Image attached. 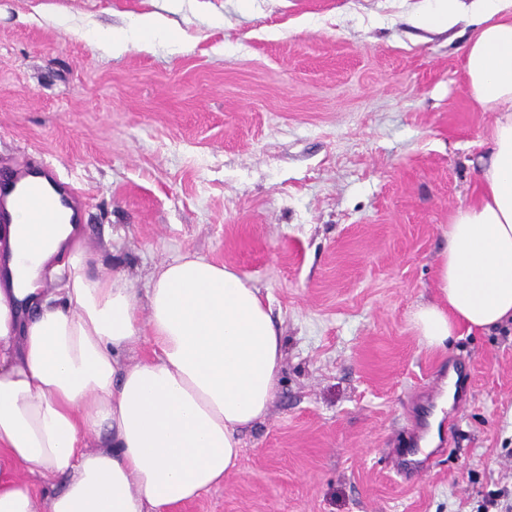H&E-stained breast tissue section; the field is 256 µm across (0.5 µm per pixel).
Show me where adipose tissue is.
I'll return each mask as SVG.
<instances>
[{
    "label": "adipose tissue",
    "instance_id": "ef3b65f1",
    "mask_svg": "<svg viewBox=\"0 0 512 512\" xmlns=\"http://www.w3.org/2000/svg\"><path fill=\"white\" fill-rule=\"evenodd\" d=\"M464 51L471 98L494 113L481 194L448 226L441 301L412 314L420 343L445 348L459 328L512 323V0H473ZM171 38L165 18L93 32L119 54ZM0 512H169L223 484L241 457L242 430L262 419L284 360L281 332L259 288L198 256L162 262L145 294L70 223L0 225ZM59 288L46 291L45 283ZM148 318H140V304ZM149 336L152 354L121 355ZM107 432L106 447L85 448ZM23 470L62 489L36 499Z\"/></svg>",
    "mask_w": 512,
    "mask_h": 512
}]
</instances>
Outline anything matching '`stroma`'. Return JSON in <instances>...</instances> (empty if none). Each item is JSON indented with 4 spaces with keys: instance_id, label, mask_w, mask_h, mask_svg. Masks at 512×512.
I'll list each match as a JSON object with an SVG mask.
<instances>
[{
    "instance_id": "obj_1",
    "label": "stroma",
    "mask_w": 512,
    "mask_h": 512,
    "mask_svg": "<svg viewBox=\"0 0 512 512\" xmlns=\"http://www.w3.org/2000/svg\"><path fill=\"white\" fill-rule=\"evenodd\" d=\"M425 0H0V164L49 161L83 189L100 271L145 290L196 254L268 297L285 348L237 471L171 512H476L512 495V327L420 344L458 208L480 194L493 113L466 91L470 18ZM157 13L180 45L112 56L91 31ZM471 384L429 471L417 404ZM435 4L430 14L426 17H418L417 20H426L437 25L453 26L459 14L464 10V0H434ZM434 455L424 454L421 448H409L403 454H395L391 463L393 469L411 480L423 470L427 469L433 462Z\"/></svg>"
}]
</instances>
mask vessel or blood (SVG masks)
<instances>
[{
  "instance_id": "vessel-or-blood-1",
  "label": "vessel or blood",
  "mask_w": 512,
  "mask_h": 512,
  "mask_svg": "<svg viewBox=\"0 0 512 512\" xmlns=\"http://www.w3.org/2000/svg\"><path fill=\"white\" fill-rule=\"evenodd\" d=\"M84 193L66 182L46 160L28 162L20 166L0 168V223H13L17 212L31 214L35 222H42L45 214L67 210L70 223L82 220ZM433 462L431 454L420 448H411L394 455L393 469L405 478H413Z\"/></svg>"
}]
</instances>
